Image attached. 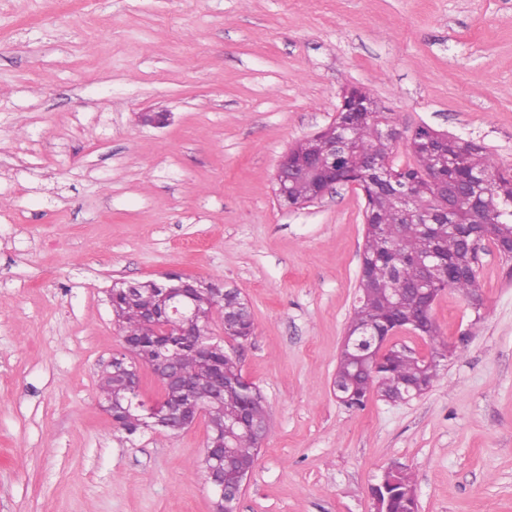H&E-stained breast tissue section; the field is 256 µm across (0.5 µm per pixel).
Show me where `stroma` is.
<instances>
[{
    "label": "stroma",
    "instance_id": "obj_1",
    "mask_svg": "<svg viewBox=\"0 0 512 512\" xmlns=\"http://www.w3.org/2000/svg\"><path fill=\"white\" fill-rule=\"evenodd\" d=\"M364 87L411 163L420 127L512 170V0H0V512H215L205 423L135 436L98 384L122 345L114 282L177 271L238 289L248 340L216 337L269 414L233 512H372L394 463L418 512H512V266L432 309L466 343L422 395L333 393L366 198L281 206L296 143ZM163 113L157 127L144 114Z\"/></svg>",
    "mask_w": 512,
    "mask_h": 512
}]
</instances>
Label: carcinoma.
Segmentation results:
<instances>
[{
  "mask_svg": "<svg viewBox=\"0 0 512 512\" xmlns=\"http://www.w3.org/2000/svg\"><path fill=\"white\" fill-rule=\"evenodd\" d=\"M391 124L385 112H377L375 119L359 125L353 134L352 147L344 159L349 169L361 168V159L370 156L380 160L391 159L393 142L383 137L381 129ZM428 132L415 131L410 142L414 164L399 173L398 183L409 189L413 198V211L404 212L396 197L386 188L372 187L365 209V234L361 262L365 274L358 278L357 296L347 331L353 336L364 333L373 337L391 336L398 327L408 326L414 320H423L421 336L434 343L427 361L417 362L407 355L380 357L375 348L363 352L368 355L366 370L356 368V362L338 360L336 377L346 392L343 405L361 408L370 389H376L388 400L399 401L408 396L405 384L417 383L422 391L432 387L438 377L441 361L448 358V347L438 340L433 319L420 316L419 303L409 288L421 277L428 276L435 283H447V288L471 300L481 295L478 272L473 270L469 254L463 249L461 238L448 232L446 224H427L423 212L432 208L434 180L440 176L468 175L479 179V219L469 218L470 201L461 202L453 215V223L468 231H478L475 250L481 252L485 243H506L512 239V175L501 172L484 148L471 142L448 139L447 150L436 153L426 146ZM434 254L448 266L458 267L463 275L445 274L442 267L423 272L416 260ZM168 282L148 280L136 282L129 288L115 283L108 293L112 314L119 330L129 343L130 357L121 367H110L99 382V392L106 404H112V420L132 436L145 430H159L157 419L144 410L127 408L129 393L124 372L144 364L153 367L155 326L148 320L145 310L164 294ZM218 292L200 288L196 293L201 318L199 323L211 327L212 313L231 316L240 337L247 338L254 331V320L248 302L235 288L217 286ZM207 352L189 347H171L166 353L169 365L180 367L191 384V390L179 392L186 400L208 404L211 414L218 420L248 414L250 430L239 428L229 441L233 456L240 462L255 461L261 444L260 437L267 434L269 415L263 406L260 390L246 382L238 360L224 351V346L211 336ZM355 356L363 353L351 350ZM242 482L238 473L224 469V506L227 512L236 498ZM387 504V512H418L416 487L412 472L401 467L396 474L382 473L370 488Z\"/></svg>",
  "mask_w": 512,
  "mask_h": 512,
  "instance_id": "carcinoma-1",
  "label": "carcinoma"
}]
</instances>
